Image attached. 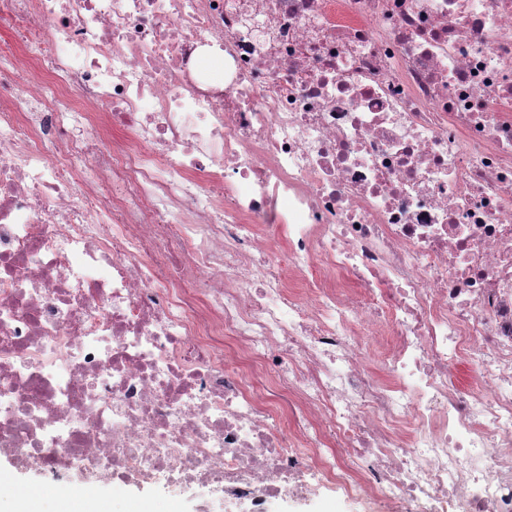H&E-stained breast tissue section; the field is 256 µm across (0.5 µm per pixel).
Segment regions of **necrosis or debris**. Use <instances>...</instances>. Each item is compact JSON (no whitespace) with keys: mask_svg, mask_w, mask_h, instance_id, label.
Masks as SVG:
<instances>
[{"mask_svg":"<svg viewBox=\"0 0 512 512\" xmlns=\"http://www.w3.org/2000/svg\"><path fill=\"white\" fill-rule=\"evenodd\" d=\"M0 455L267 512H512V0H0ZM360 507L340 495L320 493L313 499L297 503L287 497L274 501L269 512H359Z\"/></svg>","mask_w":512,"mask_h":512,"instance_id":"necrosis-or-debris-1","label":"necrosis or debris"}]
</instances>
